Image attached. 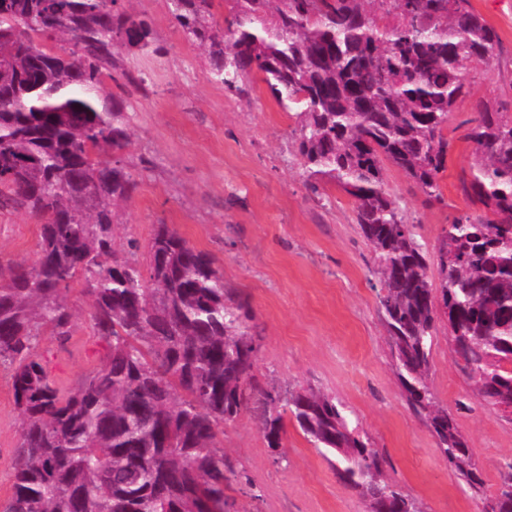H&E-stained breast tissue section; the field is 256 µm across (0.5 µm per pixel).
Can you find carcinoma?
I'll return each mask as SVG.
<instances>
[{
  "mask_svg": "<svg viewBox=\"0 0 512 512\" xmlns=\"http://www.w3.org/2000/svg\"><path fill=\"white\" fill-rule=\"evenodd\" d=\"M168 0L212 79L243 94L259 73L295 112L308 177L355 202L372 247L396 376L440 449L476 494L484 481L455 419L428 385L438 309L455 362L493 410L512 400V113L485 102L466 134L462 189L482 214L445 229L437 276L385 189V164L429 202L452 143L448 118L466 75L497 55L496 30L470 0ZM161 53L123 0H0V211L40 220L34 266L0 263V364L11 370L21 442L0 512H227L234 469L224 423L266 406L268 447L284 414L338 477L383 512H416L383 475L344 408L302 389L283 398L254 377L256 346L214 260L162 224L141 263L114 250L115 208L136 182L114 158L130 143L107 90L116 57ZM91 299L103 365L62 392L38 352L65 345L75 287Z\"/></svg>",
  "mask_w": 512,
  "mask_h": 512,
  "instance_id": "carcinoma-1",
  "label": "carcinoma"
}]
</instances>
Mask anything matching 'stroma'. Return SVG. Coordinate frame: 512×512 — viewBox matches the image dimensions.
Wrapping results in <instances>:
<instances>
[{"label":"stroma","mask_w":512,"mask_h":512,"mask_svg":"<svg viewBox=\"0 0 512 512\" xmlns=\"http://www.w3.org/2000/svg\"><path fill=\"white\" fill-rule=\"evenodd\" d=\"M495 28L500 52L468 78V92L449 117L455 150L441 178L445 202L430 206L394 167L386 189L416 239L434 248L444 227L475 213L462 194L472 145L464 135L480 102L512 110V0H471ZM148 20L163 51L120 53L108 87L123 102L131 143L119 155L137 187L116 208L117 252L128 241L147 248L159 225L175 229L209 254L229 295L243 307L257 338L254 374L281 396L311 389L342 404L367 447L384 459V475L418 512H479L512 461V423L484 406L448 350L446 326L432 347L429 385L456 420L484 481L474 494L442 454L427 418L409 406L397 379L379 309V275L371 247L339 188L311 187L291 130L293 119L251 78L248 95L225 91L209 74L200 47L175 25L168 0H128ZM146 84H139L140 74ZM38 222L23 211H0V261L37 260ZM74 333L66 347L44 339L42 352L67 388L100 367L104 349L90 328V300L66 296ZM261 410L250 405L225 423L224 452L237 476L227 491L230 512H367L294 423L281 453L268 447ZM21 417L10 373L0 366V501L11 493L12 460Z\"/></svg>","instance_id":"1"}]
</instances>
